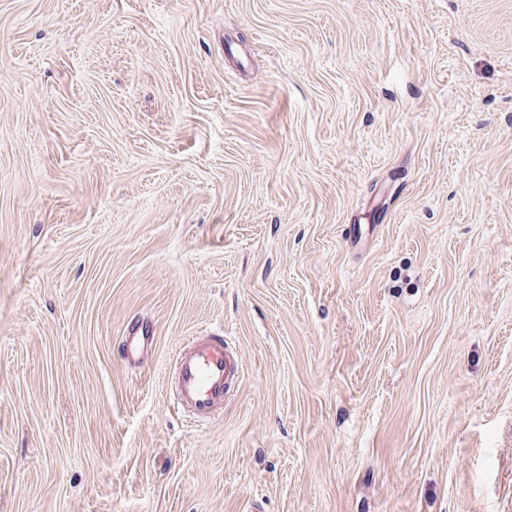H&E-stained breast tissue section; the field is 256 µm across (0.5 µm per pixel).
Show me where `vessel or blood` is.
<instances>
[{
    "mask_svg": "<svg viewBox=\"0 0 512 512\" xmlns=\"http://www.w3.org/2000/svg\"><path fill=\"white\" fill-rule=\"evenodd\" d=\"M154 340L147 324L133 326L124 338L128 363H138L142 352ZM239 372L234 356L220 336H195L180 347L175 359V387L178 404L193 418L203 420L224 404L230 383Z\"/></svg>",
    "mask_w": 512,
    "mask_h": 512,
    "instance_id": "1",
    "label": "vessel or blood"
}]
</instances>
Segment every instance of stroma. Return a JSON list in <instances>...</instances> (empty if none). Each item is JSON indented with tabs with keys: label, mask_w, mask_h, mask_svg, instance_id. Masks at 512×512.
I'll use <instances>...</instances> for the list:
<instances>
[{
	"label": "stroma",
	"mask_w": 512,
	"mask_h": 512,
	"mask_svg": "<svg viewBox=\"0 0 512 512\" xmlns=\"http://www.w3.org/2000/svg\"><path fill=\"white\" fill-rule=\"evenodd\" d=\"M0 512H512V0H0ZM154 332L147 324L141 323L133 326L124 336L123 351L128 363L139 362L142 352L149 347L154 340ZM239 373L234 356L222 336H193L175 359L178 407L203 420L224 406L230 383Z\"/></svg>",
	"instance_id": "obj_1"
}]
</instances>
